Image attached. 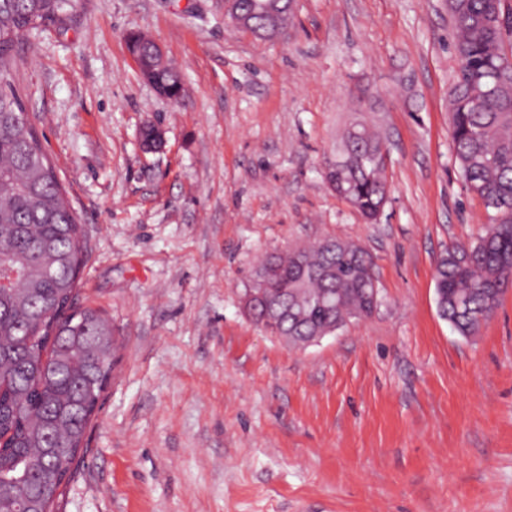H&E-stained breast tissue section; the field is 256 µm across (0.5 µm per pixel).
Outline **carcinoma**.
Segmentation results:
<instances>
[{"instance_id": "carcinoma-1", "label": "carcinoma", "mask_w": 512, "mask_h": 512, "mask_svg": "<svg viewBox=\"0 0 512 512\" xmlns=\"http://www.w3.org/2000/svg\"><path fill=\"white\" fill-rule=\"evenodd\" d=\"M70 0H0V506L52 512L78 466L86 430L111 378L118 338L98 311L75 305L86 241L25 106L6 76L18 41L62 25ZM454 50L463 76L449 92L456 162L469 190L494 210L492 225L436 264L440 316L462 337L476 335L498 305L493 288L512 282V0H449ZM181 88L167 66L157 74ZM382 143L362 124L343 138L345 167L325 174L365 220L387 200ZM259 272L302 289L284 297L291 313L271 325L248 317L290 347L319 332L367 318L373 263L356 244L335 240L270 253Z\"/></svg>"}]
</instances>
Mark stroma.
I'll return each instance as SVG.
<instances>
[{
    "mask_svg": "<svg viewBox=\"0 0 512 512\" xmlns=\"http://www.w3.org/2000/svg\"><path fill=\"white\" fill-rule=\"evenodd\" d=\"M451 28L447 0H296L275 40L223 0H75L18 44L88 242L76 302L123 338L55 512H512V285L470 339L435 303L440 255L491 224L455 161ZM138 32L180 99L141 79ZM356 124L388 154L374 223L324 179ZM325 237L369 253L378 305L292 348L244 290L260 255ZM252 2L253 0H239L238 7L237 0H224L225 17H228L237 28L252 30L254 28L252 18L249 15L243 14L250 11Z\"/></svg>",
    "mask_w": 512,
    "mask_h": 512,
    "instance_id": "obj_1",
    "label": "stroma"
}]
</instances>
